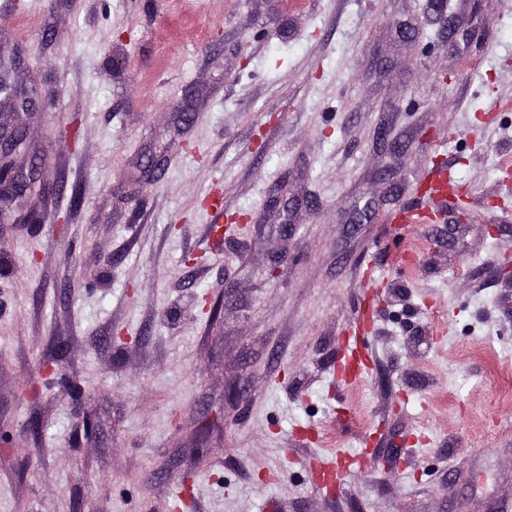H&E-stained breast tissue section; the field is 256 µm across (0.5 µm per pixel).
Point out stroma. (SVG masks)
<instances>
[{"label": "stroma", "instance_id": "1", "mask_svg": "<svg viewBox=\"0 0 512 512\" xmlns=\"http://www.w3.org/2000/svg\"><path fill=\"white\" fill-rule=\"evenodd\" d=\"M0 79V512H512V0H0ZM13 136L10 134L9 136L0 135V200L3 202L4 197V188H8L13 197L24 196L32 186L37 183V179L42 174L43 163L41 161H34L32 164V169L30 176H26L27 182L25 185H21L18 182V177L22 173L17 170L15 165L11 162V155L14 150L13 148Z\"/></svg>", "mask_w": 512, "mask_h": 512}]
</instances>
